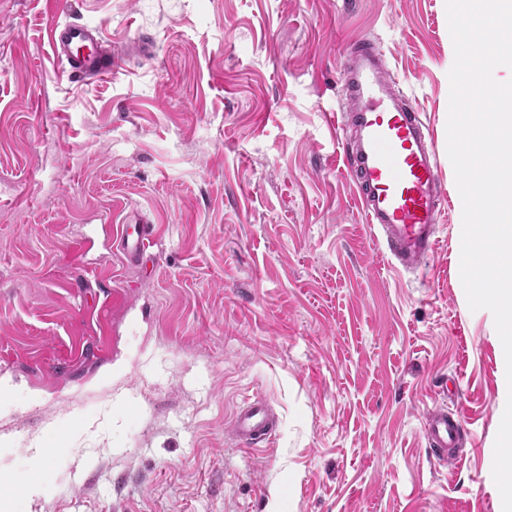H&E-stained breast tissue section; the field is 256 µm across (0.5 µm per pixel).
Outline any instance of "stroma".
<instances>
[{
	"label": "stroma",
	"mask_w": 512,
	"mask_h": 512,
	"mask_svg": "<svg viewBox=\"0 0 512 512\" xmlns=\"http://www.w3.org/2000/svg\"><path fill=\"white\" fill-rule=\"evenodd\" d=\"M95 27L118 64L71 79L53 22ZM373 39L429 124L448 192L425 277L396 269L343 173L344 47ZM445 0H0V492L16 512H502L507 398L490 311L460 279L446 125ZM137 212L153 267L81 255ZM115 292L106 319L92 294ZM87 349L55 364L71 339ZM270 445L230 426L245 401ZM462 418L457 467L426 413ZM64 452L23 493L29 447ZM231 432L236 440L250 445L270 443L276 435V417L263 400L255 399L237 413Z\"/></svg>",
	"instance_id": "stroma-1"
}]
</instances>
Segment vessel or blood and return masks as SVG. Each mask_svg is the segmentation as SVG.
Wrapping results in <instances>:
<instances>
[{"label": "vessel or blood", "mask_w": 512, "mask_h": 512, "mask_svg": "<svg viewBox=\"0 0 512 512\" xmlns=\"http://www.w3.org/2000/svg\"><path fill=\"white\" fill-rule=\"evenodd\" d=\"M49 37L70 75L97 81L111 77L115 61L95 29L57 22ZM339 72L348 100L342 126L353 131L343 167L357 187L364 221L381 229L398 267L421 271L437 250L438 224L447 203L432 133L391 78L384 53L371 39L346 46ZM112 242L136 266L154 247L155 236L151 225L127 219L113 226ZM461 431L459 414L435 410L426 417L425 437L446 464L458 461ZM231 432L251 445L269 443L276 435V417L263 400L247 402Z\"/></svg>", "instance_id": "b4317fda"}]
</instances>
